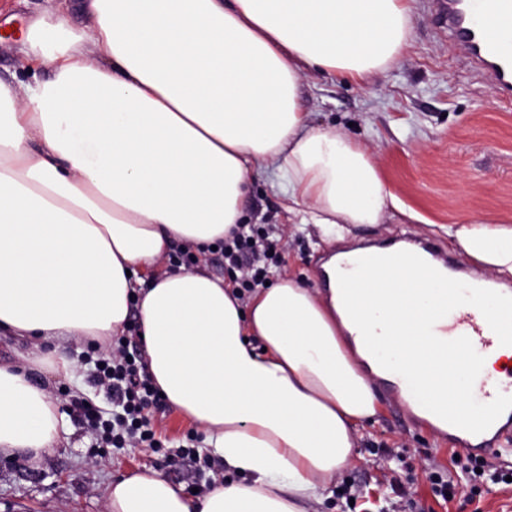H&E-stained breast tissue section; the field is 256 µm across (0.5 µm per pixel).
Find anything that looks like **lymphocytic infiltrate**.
<instances>
[{
	"instance_id": "1",
	"label": "lymphocytic infiltrate",
	"mask_w": 512,
	"mask_h": 512,
	"mask_svg": "<svg viewBox=\"0 0 512 512\" xmlns=\"http://www.w3.org/2000/svg\"><path fill=\"white\" fill-rule=\"evenodd\" d=\"M224 257V273L239 297H247L265 284L272 265L280 255L261 224L239 225L232 238L219 242ZM86 359L94 364L93 384L105 393L114 406L111 417L92 404H82V416L103 448H148L160 452V442L151 423V413L163 399L145 371L142 351L132 336L113 338L108 349L91 343Z\"/></svg>"
}]
</instances>
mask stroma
I'll use <instances>...</instances> for the list:
<instances>
[{
	"label": "stroma",
	"instance_id": "1",
	"mask_svg": "<svg viewBox=\"0 0 512 512\" xmlns=\"http://www.w3.org/2000/svg\"><path fill=\"white\" fill-rule=\"evenodd\" d=\"M415 7L410 43L386 72L362 85L314 74L303 82L301 96L314 123L345 130L373 148L386 187L403 208L416 212V219L403 215V208H391L383 223L347 226L330 241L314 225L296 223L288 214L275 175L262 173L253 181L247 201L251 222L273 225L283 272L309 287H321V265L331 254L366 241L427 240L454 257L460 268L474 272L477 264L457 255L449 225L471 216L512 223V102L494 99L456 62L429 0H416ZM52 10L77 26L89 22L81 0H0L1 78L28 82L49 77L45 67L23 69L19 47L28 21ZM84 347L81 341L63 346V353L77 361L67 379L23 365L27 379L45 387L64 415L74 399L109 408L88 382L92 366L78 360ZM378 390L381 411L361 427L355 458L337 477L320 512H392L400 489L411 501L406 512H512V485H461L450 500L436 496L429 473L457 476L452 442L418 420L386 384ZM152 424L167 448L185 444L195 428L169 404L153 412ZM69 426L64 446L40 459L0 453V512H106L107 485L145 466L189 490L205 483L192 466L170 464L163 454L145 448L106 452L95 447L77 421ZM348 484L359 490L352 502L342 493Z\"/></svg>",
	"mask_w": 512,
	"mask_h": 512
}]
</instances>
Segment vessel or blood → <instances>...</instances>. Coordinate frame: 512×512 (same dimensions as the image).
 <instances>
[{"instance_id": "vessel-or-blood-1", "label": "vessel or blood", "mask_w": 512, "mask_h": 512, "mask_svg": "<svg viewBox=\"0 0 512 512\" xmlns=\"http://www.w3.org/2000/svg\"><path fill=\"white\" fill-rule=\"evenodd\" d=\"M433 6L438 27L447 35L455 55L494 96L511 98L512 41L497 37L495 30L512 28V0H434ZM393 263L415 270L437 269L447 266L448 261L430 246L421 244L371 264L357 254L346 256L336 276L341 281H355L368 266L383 287L391 288L395 285L389 275ZM497 298L505 316L502 325L494 330L487 328L477 312L457 317L434 310L417 317L418 323L426 325L431 333L445 337L456 388L472 394L478 403L491 409L490 414L474 421L454 415L448 418V433L455 437L460 450L480 456L491 452L487 437L497 425V415L512 416V381L497 382L473 367L474 361L487 353L512 347V291H498Z\"/></svg>"}]
</instances>
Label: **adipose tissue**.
<instances>
[{
	"label": "adipose tissue",
	"mask_w": 512,
	"mask_h": 512,
	"mask_svg": "<svg viewBox=\"0 0 512 512\" xmlns=\"http://www.w3.org/2000/svg\"><path fill=\"white\" fill-rule=\"evenodd\" d=\"M88 29L31 20L20 54L47 80L0 79V331L49 345L25 359L68 377L74 339L107 342L136 319L147 372L194 422L224 475L201 498L160 472L124 474L107 512H309L381 409L391 359L419 396L470 415L451 369L430 378L392 331L367 351L363 324L404 318L414 274L384 293L373 273L320 293L291 275L248 300L203 268L158 271L174 243L206 250L245 223L261 167L283 173L288 211L335 233L378 224L394 195L374 152L314 125L310 73L356 84L408 47L415 0H84ZM461 254L512 279V225L448 227ZM69 435L48 391L0 366V452L51 453Z\"/></svg>",
	"instance_id": "ef3b65f1"
}]
</instances>
